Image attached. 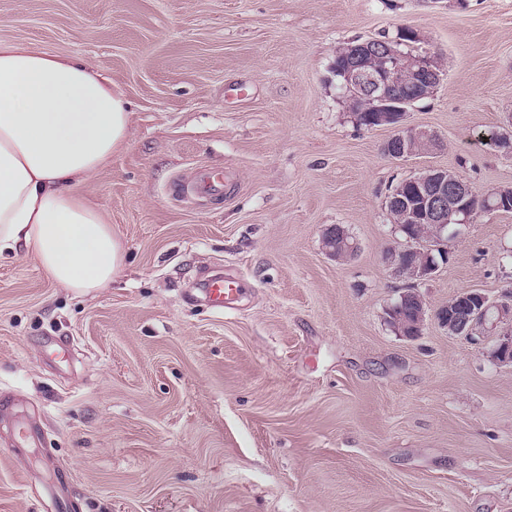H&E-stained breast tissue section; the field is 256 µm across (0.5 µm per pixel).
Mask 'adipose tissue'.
I'll return each mask as SVG.
<instances>
[{"label":"adipose tissue","instance_id":"1","mask_svg":"<svg viewBox=\"0 0 512 512\" xmlns=\"http://www.w3.org/2000/svg\"><path fill=\"white\" fill-rule=\"evenodd\" d=\"M130 138L127 103L92 63L0 41V253L80 294L108 287L124 250L77 188Z\"/></svg>","mask_w":512,"mask_h":512}]
</instances>
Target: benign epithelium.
I'll return each instance as SVG.
<instances>
[{
  "instance_id": "benign-epithelium-1",
  "label": "benign epithelium",
  "mask_w": 512,
  "mask_h": 512,
  "mask_svg": "<svg viewBox=\"0 0 512 512\" xmlns=\"http://www.w3.org/2000/svg\"><path fill=\"white\" fill-rule=\"evenodd\" d=\"M350 62L344 72V87L352 111H359L362 99H367L376 112L369 127H390L395 135L384 145V153L393 160H406L421 155L416 148L420 142L428 144L427 151L439 147L437 136L424 129L404 124L407 112L416 103L430 97L443 77L436 56L424 52L404 53L393 45L385 46L383 56L376 58L370 45L351 46ZM472 187L462 179L448 178V170L428 167L419 174L404 179L393 186L387 197L388 206L402 209L404 223L398 225L406 239H411L409 225H431L432 239L427 247L438 251L442 259L448 258V240L459 234L448 224H467L474 215L471 211ZM481 211H512V203L501 197L483 199ZM337 244L326 252L334 257L336 252L353 254L356 245L347 240L341 226L333 229ZM400 305L395 303L388 310V320L397 335L412 338L416 325L399 316ZM439 324L448 333L474 338L486 329L499 330L498 342L493 352L495 362L512 366V292L491 299L476 290L460 294L459 306L444 308L436 313Z\"/></svg>"
}]
</instances>
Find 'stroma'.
<instances>
[{"instance_id":"stroma-1","label":"stroma","mask_w":512,"mask_h":512,"mask_svg":"<svg viewBox=\"0 0 512 512\" xmlns=\"http://www.w3.org/2000/svg\"><path fill=\"white\" fill-rule=\"evenodd\" d=\"M411 29L445 75L407 125L438 151L396 161L331 72L347 42ZM0 40L95 63L130 104L129 145L78 192L124 266L79 295L0 256V512H512V368L496 332L435 317L461 291L512 287V213L462 225L397 336L391 186L428 165L512 188V0H0ZM227 192L182 191L197 167ZM358 251L323 246L331 225ZM236 275L239 307L189 296ZM61 334L65 357L43 346ZM35 421L41 447L14 444Z\"/></svg>"}]
</instances>
